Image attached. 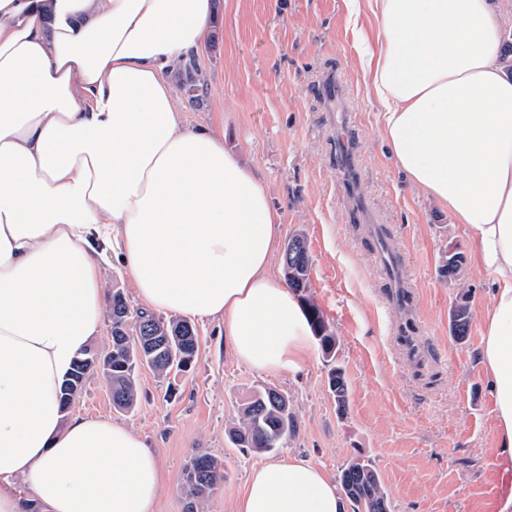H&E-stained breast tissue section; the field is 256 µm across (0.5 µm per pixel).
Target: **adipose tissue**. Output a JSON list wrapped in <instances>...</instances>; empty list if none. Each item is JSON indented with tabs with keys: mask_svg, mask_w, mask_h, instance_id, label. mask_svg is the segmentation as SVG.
Listing matches in <instances>:
<instances>
[{
	"mask_svg": "<svg viewBox=\"0 0 512 512\" xmlns=\"http://www.w3.org/2000/svg\"><path fill=\"white\" fill-rule=\"evenodd\" d=\"M364 60L383 144L447 208L488 277L479 359L498 447L512 455V75L501 0H365ZM213 0H0V512H154L156 453L131 428L69 416L59 388L98 336L113 254L154 312L224 326L250 370L311 355L271 271L264 183L208 129L185 127L172 71L208 34ZM236 512H345L298 455L254 465Z\"/></svg>",
	"mask_w": 512,
	"mask_h": 512,
	"instance_id": "adipose-tissue-1",
	"label": "adipose tissue"
}]
</instances>
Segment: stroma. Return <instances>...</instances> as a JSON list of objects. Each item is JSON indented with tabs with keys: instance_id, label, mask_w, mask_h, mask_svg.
Wrapping results in <instances>:
<instances>
[{
	"instance_id": "obj_1",
	"label": "stroma",
	"mask_w": 512,
	"mask_h": 512,
	"mask_svg": "<svg viewBox=\"0 0 512 512\" xmlns=\"http://www.w3.org/2000/svg\"><path fill=\"white\" fill-rule=\"evenodd\" d=\"M209 34L195 52L201 97L179 93L186 126L224 138L226 150L262 178L282 239L306 237L311 291L336 336V360L314 349L299 371L269 376L237 363L219 323L196 324L189 371L138 375L135 410L113 408L111 386L92 373L69 411L135 430L158 455L164 484L155 512H188L185 468L199 449L224 464V480L200 512H235L258 453L228 430L254 393L284 391L294 436L269 459L299 455L339 478L352 457L368 460L389 512H499L512 492V463L495 442L494 396L479 363L485 276L462 283L439 266L448 247L474 242L448 210L410 188L378 132L362 63L376 42L368 10L349 0H214ZM340 98L320 93L326 77ZM473 318L456 342L450 314L459 292ZM348 383L338 409L329 370Z\"/></svg>"
}]
</instances>
